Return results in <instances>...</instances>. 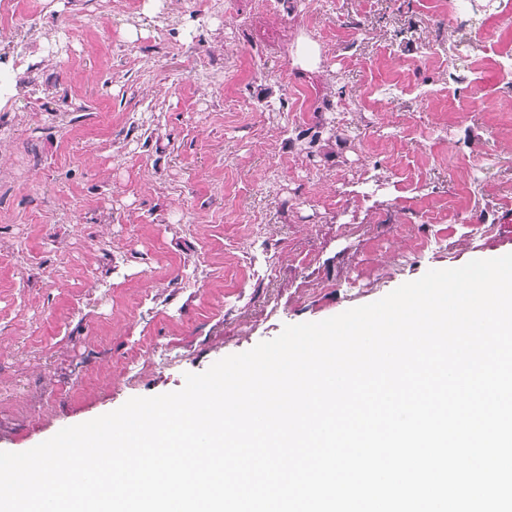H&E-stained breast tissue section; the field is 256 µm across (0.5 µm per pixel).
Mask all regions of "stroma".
Listing matches in <instances>:
<instances>
[{"instance_id":"stroma-1","label":"stroma","mask_w":512,"mask_h":512,"mask_svg":"<svg viewBox=\"0 0 512 512\" xmlns=\"http://www.w3.org/2000/svg\"><path fill=\"white\" fill-rule=\"evenodd\" d=\"M0 34V451L512 253V24L446 0H19ZM319 62L301 58L307 43ZM221 59L207 80L202 58ZM316 110L291 120L298 89ZM481 232H472V225ZM224 239V275L195 266ZM111 297L71 315L77 288ZM154 296V307L139 305ZM163 353L126 351L142 337Z\"/></svg>"}]
</instances>
